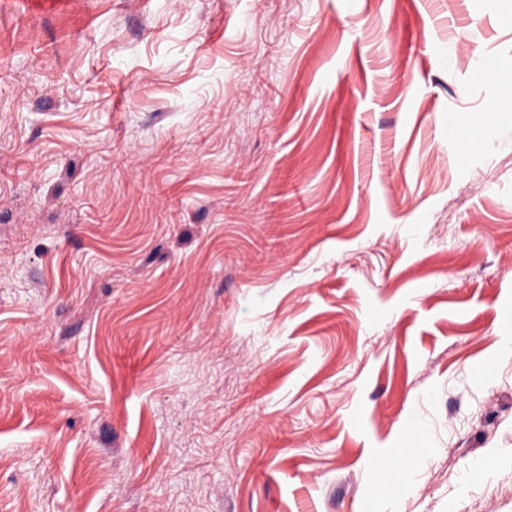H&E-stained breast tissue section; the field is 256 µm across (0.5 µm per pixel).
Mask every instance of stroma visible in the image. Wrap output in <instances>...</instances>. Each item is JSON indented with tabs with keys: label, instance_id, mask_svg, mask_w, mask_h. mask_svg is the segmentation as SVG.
Returning <instances> with one entry per match:
<instances>
[{
	"label": "stroma",
	"instance_id": "1",
	"mask_svg": "<svg viewBox=\"0 0 512 512\" xmlns=\"http://www.w3.org/2000/svg\"><path fill=\"white\" fill-rule=\"evenodd\" d=\"M486 63L512 0H0V512H512Z\"/></svg>",
	"mask_w": 512,
	"mask_h": 512
}]
</instances>
